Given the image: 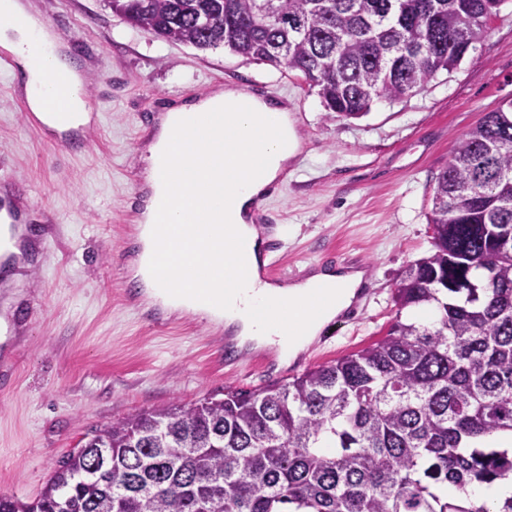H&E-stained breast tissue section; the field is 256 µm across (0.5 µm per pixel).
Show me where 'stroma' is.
Here are the masks:
<instances>
[{
	"label": "stroma",
	"mask_w": 512,
	"mask_h": 512,
	"mask_svg": "<svg viewBox=\"0 0 512 512\" xmlns=\"http://www.w3.org/2000/svg\"><path fill=\"white\" fill-rule=\"evenodd\" d=\"M80 59L99 121L71 148L28 124L17 78L0 74V194L28 203L51 253L24 289L29 308L0 338V496L33 501L72 448L140 410L254 390L286 364L266 348L226 365L225 332L191 315L153 324L129 276L147 145L166 103L266 82L287 97L302 146L267 198L286 243L282 281L360 256L374 281L353 323L300 356L309 370L360 350L395 319L402 272L430 250L438 174L487 112L512 100V0L456 70L357 119L326 111L291 72L224 48L199 50L132 27L105 0H36Z\"/></svg>",
	"instance_id": "35a3bbf8"
}]
</instances>
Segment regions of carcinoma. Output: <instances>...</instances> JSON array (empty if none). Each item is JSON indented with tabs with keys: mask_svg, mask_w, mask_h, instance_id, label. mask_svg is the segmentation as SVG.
Returning a JSON list of instances; mask_svg holds the SVG:
<instances>
[{
	"mask_svg": "<svg viewBox=\"0 0 512 512\" xmlns=\"http://www.w3.org/2000/svg\"><path fill=\"white\" fill-rule=\"evenodd\" d=\"M505 0H107L166 41L296 72L359 118L457 69ZM432 250L373 344L291 381L134 412L0 512H512L467 487L512 478V102L436 178Z\"/></svg>",
	"mask_w": 512,
	"mask_h": 512,
	"instance_id": "1",
	"label": "carcinoma"
}]
</instances>
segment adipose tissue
Instances as JSON below:
<instances>
[{
  "label": "adipose tissue",
  "mask_w": 512,
  "mask_h": 512,
  "mask_svg": "<svg viewBox=\"0 0 512 512\" xmlns=\"http://www.w3.org/2000/svg\"><path fill=\"white\" fill-rule=\"evenodd\" d=\"M0 43L18 54L33 111H44L48 75L66 74L64 107L87 122L81 66L41 22L33 0H0ZM42 47L32 59L31 44ZM302 139L286 105L227 87L164 114L148 148L143 200L130 275L148 298L172 314L194 313L223 325L239 344L295 358L327 322L351 306L364 270L318 269L290 284L259 274L262 239L252 219L265 192L299 152ZM170 201L166 225L154 222Z\"/></svg>",
  "instance_id": "obj_1"
}]
</instances>
